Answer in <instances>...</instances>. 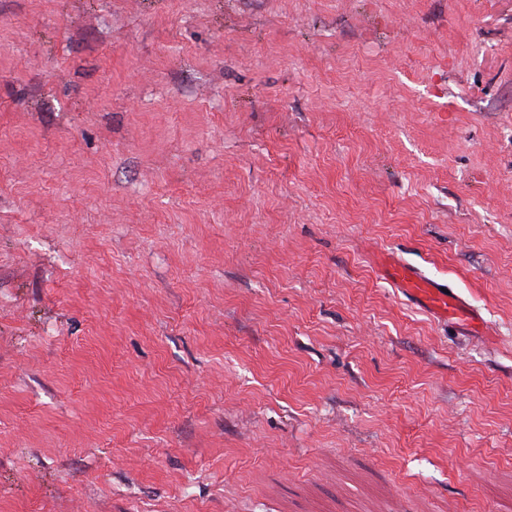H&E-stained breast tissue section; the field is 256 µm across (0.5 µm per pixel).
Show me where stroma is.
<instances>
[{
    "label": "stroma",
    "mask_w": 512,
    "mask_h": 512,
    "mask_svg": "<svg viewBox=\"0 0 512 512\" xmlns=\"http://www.w3.org/2000/svg\"><path fill=\"white\" fill-rule=\"evenodd\" d=\"M0 512H512V0H0ZM379 266L396 288L425 311L442 319L463 317L481 327L479 336L490 335L479 316L445 285L426 279L418 269L402 263L393 255L382 256Z\"/></svg>",
    "instance_id": "stroma-1"
}]
</instances>
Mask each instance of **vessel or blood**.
<instances>
[{
  "label": "vessel or blood",
  "instance_id": "1",
  "mask_svg": "<svg viewBox=\"0 0 512 512\" xmlns=\"http://www.w3.org/2000/svg\"><path fill=\"white\" fill-rule=\"evenodd\" d=\"M383 275L390 282L425 311L442 319L465 318L479 323V316L451 291H442L439 283L426 279L418 269L402 263L392 255L379 260Z\"/></svg>",
  "mask_w": 512,
  "mask_h": 512
}]
</instances>
